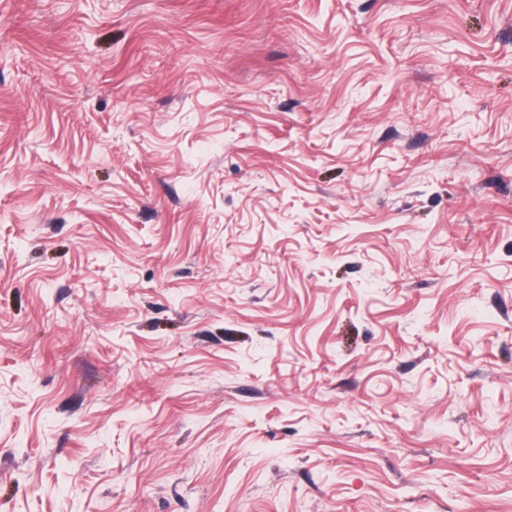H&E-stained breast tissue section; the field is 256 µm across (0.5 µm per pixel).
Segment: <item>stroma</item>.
Wrapping results in <instances>:
<instances>
[{"label": "stroma", "instance_id": "35a3bbf8", "mask_svg": "<svg viewBox=\"0 0 512 512\" xmlns=\"http://www.w3.org/2000/svg\"><path fill=\"white\" fill-rule=\"evenodd\" d=\"M0 512H512V0H0Z\"/></svg>", "mask_w": 512, "mask_h": 512}]
</instances>
